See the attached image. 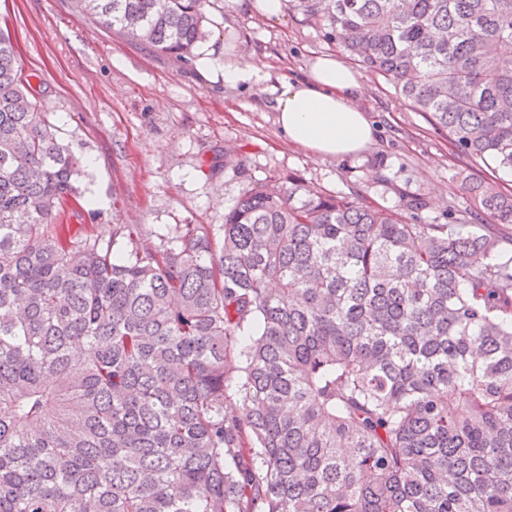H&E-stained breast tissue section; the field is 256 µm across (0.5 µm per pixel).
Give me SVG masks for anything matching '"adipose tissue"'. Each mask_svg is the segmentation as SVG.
I'll return each mask as SVG.
<instances>
[{
    "label": "adipose tissue",
    "mask_w": 512,
    "mask_h": 512,
    "mask_svg": "<svg viewBox=\"0 0 512 512\" xmlns=\"http://www.w3.org/2000/svg\"><path fill=\"white\" fill-rule=\"evenodd\" d=\"M197 63L223 65L228 85L270 78L261 60L243 56L229 44L220 58L211 45H204ZM270 92L280 131L291 144L313 155L341 160L361 152L375 135L361 106L364 86L358 74L335 56L316 57L302 80L279 81L271 84Z\"/></svg>",
    "instance_id": "ef3b65f1"
}]
</instances>
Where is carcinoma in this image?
<instances>
[{"mask_svg":"<svg viewBox=\"0 0 512 512\" xmlns=\"http://www.w3.org/2000/svg\"><path fill=\"white\" fill-rule=\"evenodd\" d=\"M512 171V0H288ZM211 0H72L188 62ZM0 30V512H512V258L292 176L221 234L57 224L80 154ZM461 189L494 226L512 190ZM243 401L239 414L230 395Z\"/></svg>","mask_w":512,"mask_h":512,"instance_id":"1","label":"carcinoma"}]
</instances>
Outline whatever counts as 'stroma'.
Instances as JSON below:
<instances>
[{"label": "stroma", "instance_id": "stroma-1", "mask_svg": "<svg viewBox=\"0 0 512 512\" xmlns=\"http://www.w3.org/2000/svg\"><path fill=\"white\" fill-rule=\"evenodd\" d=\"M207 15L216 50L232 38L237 52L265 61L275 79H298L311 58L337 51L289 9L271 22L215 0ZM0 28L9 31L24 71L41 78V111L94 162L80 181L91 214L77 215L71 202L60 210L72 224H137L154 242L186 224L218 227L249 182L289 176L380 208H396L403 195L420 198L422 208L403 213L412 224L452 216L468 224L475 206L460 191L461 178L512 177L462 156L391 81L366 71L360 77L374 139L336 160L288 142L265 84L225 85L222 68L203 72L101 30L69 0H0ZM228 148L236 151L229 163Z\"/></svg>", "mask_w": 512, "mask_h": 512}]
</instances>
